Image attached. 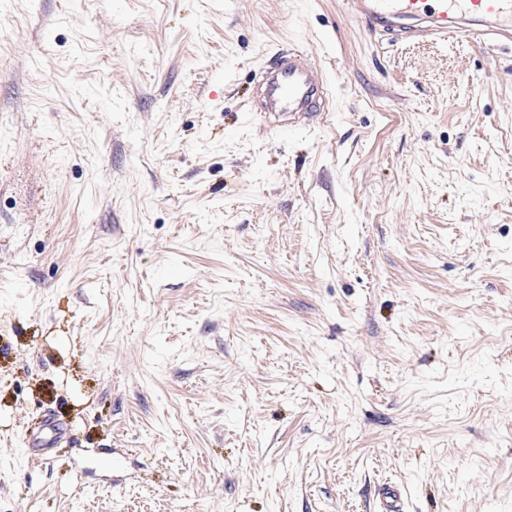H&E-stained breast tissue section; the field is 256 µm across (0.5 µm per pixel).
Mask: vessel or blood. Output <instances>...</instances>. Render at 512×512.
Segmentation results:
<instances>
[{
	"mask_svg": "<svg viewBox=\"0 0 512 512\" xmlns=\"http://www.w3.org/2000/svg\"><path fill=\"white\" fill-rule=\"evenodd\" d=\"M365 31L409 42L472 38L491 45L512 44V0H346ZM255 117L281 132L316 123L329 104L323 71L306 55L282 50L260 81ZM379 512H401L393 483L377 491Z\"/></svg>",
	"mask_w": 512,
	"mask_h": 512,
	"instance_id": "1",
	"label": "vessel or blood"
}]
</instances>
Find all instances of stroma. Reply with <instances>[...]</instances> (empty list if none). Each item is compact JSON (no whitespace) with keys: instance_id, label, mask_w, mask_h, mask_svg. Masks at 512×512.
I'll return each mask as SVG.
<instances>
[{"instance_id":"35a3bbf8","label":"stroma","mask_w":512,"mask_h":512,"mask_svg":"<svg viewBox=\"0 0 512 512\" xmlns=\"http://www.w3.org/2000/svg\"><path fill=\"white\" fill-rule=\"evenodd\" d=\"M281 49L331 94L285 134L254 119ZM387 481L512 512V45L344 0H0V512H376Z\"/></svg>"}]
</instances>
